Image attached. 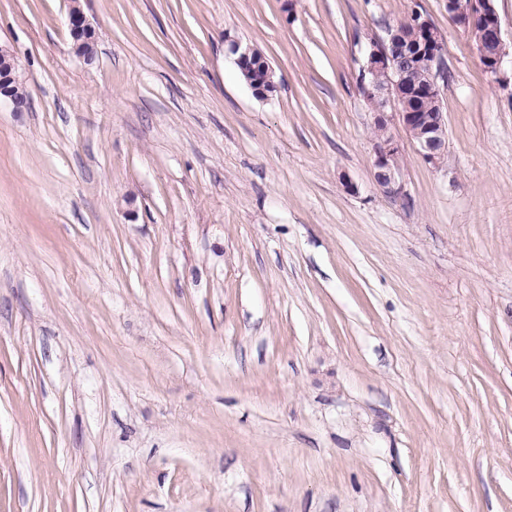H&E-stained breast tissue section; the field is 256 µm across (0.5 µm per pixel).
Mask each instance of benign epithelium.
<instances>
[{"instance_id": "7a95c632", "label": "benign epithelium", "mask_w": 512, "mask_h": 512, "mask_svg": "<svg viewBox=\"0 0 512 512\" xmlns=\"http://www.w3.org/2000/svg\"><path fill=\"white\" fill-rule=\"evenodd\" d=\"M68 15L74 53L87 64L96 56L95 29L76 2L72 0ZM448 15L472 33L484 70L498 76L508 56L502 35L500 16L493 0H448ZM410 28H387L386 36L369 39L361 65V86L366 101H374L371 127L374 138V180L387 197L410 200L401 170V148L398 131L413 143L424 162L440 167L448 156L447 121L439 97L437 79L446 78L442 64L444 34L416 5L408 13ZM229 52L235 63L249 75V87L264 98L274 91V71L269 62L258 58L255 48L238 40H229ZM424 77V87L434 95L435 111L409 112V100L420 91L410 83V73ZM21 84L18 63L13 54L0 48V102H9L16 112L29 107V99L15 94Z\"/></svg>"}]
</instances>
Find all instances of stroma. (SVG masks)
Segmentation results:
<instances>
[{"label": "stroma", "instance_id": "1", "mask_svg": "<svg viewBox=\"0 0 512 512\" xmlns=\"http://www.w3.org/2000/svg\"><path fill=\"white\" fill-rule=\"evenodd\" d=\"M413 1L79 0L88 65L0 0V512H512V73L417 0L448 158L386 197L357 76ZM225 38L229 42V52L236 56L235 63L249 75V87L253 93L265 98L267 93L273 92L276 86L272 80L274 71L269 62L258 58L256 48L243 46L240 41L229 39L228 36ZM241 74L246 81V75L242 71ZM17 71L18 63L13 54L0 48V104L7 101L15 112H25L29 99L15 94V88L22 84Z\"/></svg>", "mask_w": 512, "mask_h": 512}]
</instances>
